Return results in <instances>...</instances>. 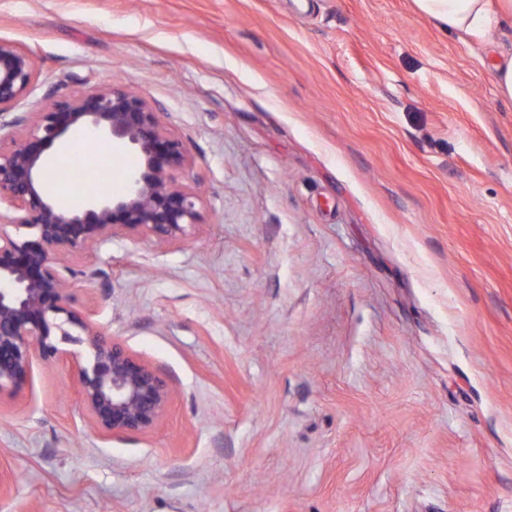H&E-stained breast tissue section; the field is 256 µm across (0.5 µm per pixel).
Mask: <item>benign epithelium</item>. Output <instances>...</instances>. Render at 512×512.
<instances>
[{
	"label": "benign epithelium",
	"mask_w": 512,
	"mask_h": 512,
	"mask_svg": "<svg viewBox=\"0 0 512 512\" xmlns=\"http://www.w3.org/2000/svg\"><path fill=\"white\" fill-rule=\"evenodd\" d=\"M37 77L35 61L0 41V395L21 389L35 359L75 360L79 391L100 433L144 434L164 414L171 390L160 373L104 336L94 314L73 306L68 258L116 235L144 233L160 245L185 237L199 221L196 194L173 184L186 163L145 99L118 88L73 90L41 112L6 121ZM78 131L106 136L134 151L138 167L125 191L61 210L45 188V153ZM20 228L29 230L18 235Z\"/></svg>",
	"instance_id": "1"
}]
</instances>
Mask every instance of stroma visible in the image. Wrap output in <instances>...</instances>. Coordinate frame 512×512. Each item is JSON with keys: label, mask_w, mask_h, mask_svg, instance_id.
<instances>
[{"label": "stroma", "mask_w": 512, "mask_h": 512, "mask_svg": "<svg viewBox=\"0 0 512 512\" xmlns=\"http://www.w3.org/2000/svg\"><path fill=\"white\" fill-rule=\"evenodd\" d=\"M57 92L144 98L200 219L75 258L78 309L157 369L146 434L70 361L0 397V512H512V32L414 0H0ZM493 69L497 95L502 100L512 102V52L502 53Z\"/></svg>", "instance_id": "obj_1"}]
</instances>
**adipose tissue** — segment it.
Listing matches in <instances>:
<instances>
[{"label": "adipose tissue", "instance_id": "adipose-tissue-1", "mask_svg": "<svg viewBox=\"0 0 512 512\" xmlns=\"http://www.w3.org/2000/svg\"><path fill=\"white\" fill-rule=\"evenodd\" d=\"M427 16L446 29L474 37L484 34L490 23H512V0H499L498 12H491L490 0H415Z\"/></svg>", "mask_w": 512, "mask_h": 512}]
</instances>
